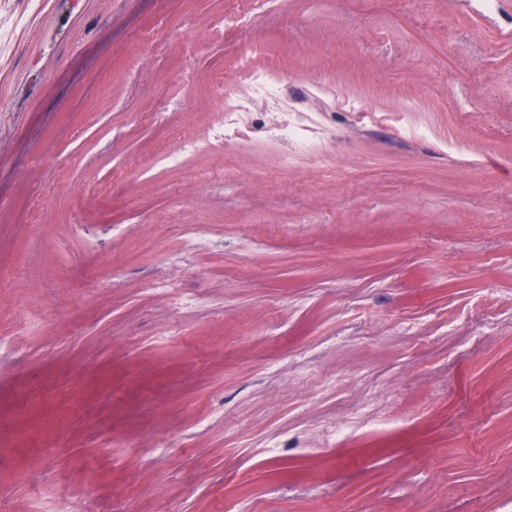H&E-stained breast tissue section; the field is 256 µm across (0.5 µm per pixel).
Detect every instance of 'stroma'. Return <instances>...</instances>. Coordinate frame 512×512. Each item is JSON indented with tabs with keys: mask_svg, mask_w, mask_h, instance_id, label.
<instances>
[{
	"mask_svg": "<svg viewBox=\"0 0 512 512\" xmlns=\"http://www.w3.org/2000/svg\"><path fill=\"white\" fill-rule=\"evenodd\" d=\"M245 8L0 0V512H512V0Z\"/></svg>",
	"mask_w": 512,
	"mask_h": 512,
	"instance_id": "obj_1",
	"label": "stroma"
}]
</instances>
